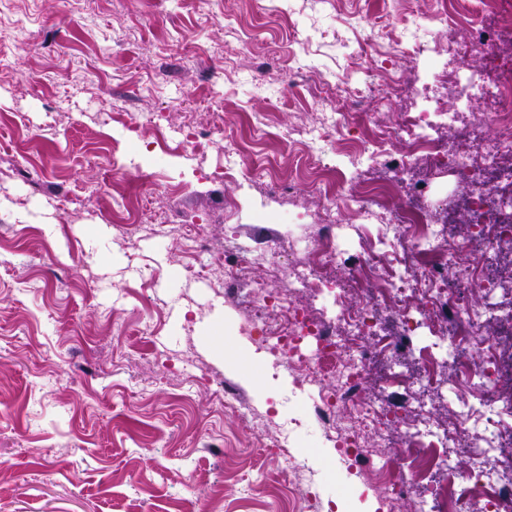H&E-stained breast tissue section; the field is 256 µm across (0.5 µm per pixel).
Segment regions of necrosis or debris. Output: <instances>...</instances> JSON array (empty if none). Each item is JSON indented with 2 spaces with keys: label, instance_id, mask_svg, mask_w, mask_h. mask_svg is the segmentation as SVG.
I'll use <instances>...</instances> for the list:
<instances>
[{
  "label": "necrosis or debris",
  "instance_id": "1",
  "mask_svg": "<svg viewBox=\"0 0 512 512\" xmlns=\"http://www.w3.org/2000/svg\"><path fill=\"white\" fill-rule=\"evenodd\" d=\"M380 2L400 21L403 34L379 50L378 18L356 16L365 36L355 53L372 66L363 70L355 95L380 103L403 97L413 107L382 123L371 112H314L289 127V142L308 153L311 185L322 200L319 209L302 213L315 226L310 239L299 243L278 227L254 224L249 235L234 232L222 249L199 238L191 250L207 254V273L223 272L229 299L247 296L250 318L241 332L251 344L266 350L273 365L288 366L302 384L317 385L309 417L365 465L366 481L380 498L405 494L409 479L424 473L436 452L464 448L473 464L456 481L462 512H512V452L496 450L512 435V382L504 372L512 345L486 332L500 310L499 285L489 281L487 268L501 249L512 247V192H492L482 179L485 171L512 161V55L504 53L512 41V0H439L422 22L408 10L409 0ZM409 59L427 81L450 90V97L419 105V87L398 76L401 61ZM443 124L449 137L466 136L475 150L441 152L434 133ZM348 127L359 128V135L331 138L330 129ZM397 147L402 153L396 158ZM412 161L432 162L454 190L465 192L481 250H469L441 231L440 215L451 196L431 184L414 188L426 199V210L390 209L388 199L403 188ZM387 164L390 182L344 190L346 172ZM223 176L228 185L259 178L282 193L295 188L273 174L271 164L245 157L236 141L225 149ZM348 212L358 216V235H350L343 220ZM352 253L358 257L353 272L334 274ZM257 265L284 280L286 293L271 298L264 282L251 275ZM328 292L332 313L316 303ZM384 314L398 322V335L380 334ZM428 335L433 343L421 345ZM461 349L479 353L484 369L458 361ZM384 355L417 364L414 372L391 375L413 417L406 431L404 453L412 462L407 473L381 464L389 411L364 393L366 365ZM443 358L452 365L448 387L459 400L444 425L415 402L416 392L435 385L434 370ZM273 446L288 463L289 487L312 498L308 456L294 452L286 438Z\"/></svg>",
  "mask_w": 512,
  "mask_h": 512
}]
</instances>
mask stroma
<instances>
[{"instance_id":"stroma-1","label":"stroma","mask_w":512,"mask_h":512,"mask_svg":"<svg viewBox=\"0 0 512 512\" xmlns=\"http://www.w3.org/2000/svg\"><path fill=\"white\" fill-rule=\"evenodd\" d=\"M366 7L0 0V512H362L371 489L333 442L311 428L295 438L316 472L309 502L278 486L269 430L225 410L221 381L283 420L313 391L256 358L238 332L245 304L225 297L223 273L189 272L184 239L164 227L220 248L225 198L243 224L259 199L271 212L318 206L306 183L276 198L263 180L228 186L216 170L240 113L284 123L341 109L343 89L318 82L353 70L361 33L349 17ZM245 34L273 66L229 57ZM200 123L214 135L185 144ZM283 123L254 130L249 149L304 168ZM159 132L174 154L143 149ZM115 208L137 241L121 239Z\"/></svg>"}]
</instances>
